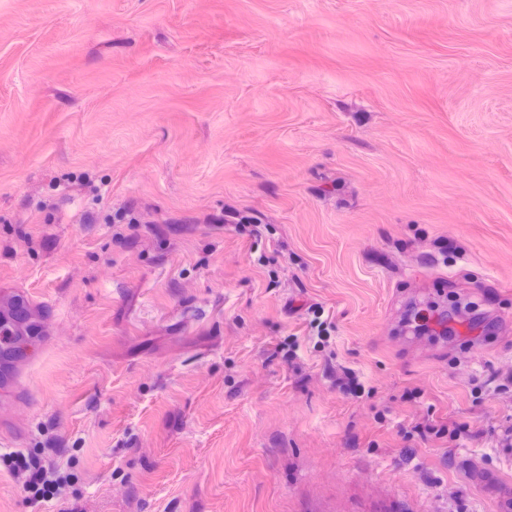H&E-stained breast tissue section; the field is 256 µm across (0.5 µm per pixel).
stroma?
<instances>
[{
	"label": "stroma",
	"instance_id": "stroma-1",
	"mask_svg": "<svg viewBox=\"0 0 512 512\" xmlns=\"http://www.w3.org/2000/svg\"><path fill=\"white\" fill-rule=\"evenodd\" d=\"M15 294L0 512H512V0H0ZM13 470L27 474L25 487L36 498L52 499L69 479L64 472H51L41 460L16 454L12 457Z\"/></svg>",
	"mask_w": 512,
	"mask_h": 512
}]
</instances>
